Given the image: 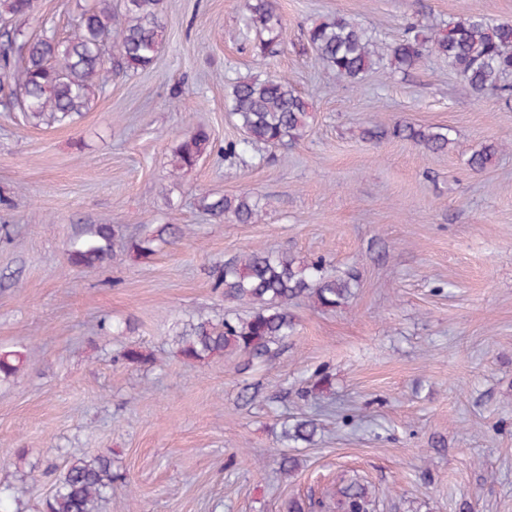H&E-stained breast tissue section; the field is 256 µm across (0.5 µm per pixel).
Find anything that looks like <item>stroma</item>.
<instances>
[{"mask_svg": "<svg viewBox=\"0 0 512 512\" xmlns=\"http://www.w3.org/2000/svg\"><path fill=\"white\" fill-rule=\"evenodd\" d=\"M85 3L35 0L25 28L65 38ZM278 4L267 58L251 51L243 0H165L153 65L113 76L75 122L33 126L0 111V352L23 355L17 378L0 382L11 512H44L70 462L101 452L118 475L102 512H287L341 473L369 485L375 512H512V98L469 95L434 54L339 86L305 41L338 13L392 43L466 15L512 20V0ZM270 72L307 99L304 137L257 160L224 153L241 137L227 87ZM405 122L448 127L454 145L431 153L363 135ZM200 126L214 150L172 177L175 146ZM492 142L508 152L471 170ZM244 193L262 199L259 223L200 208L203 196ZM89 224L192 233L147 260L119 249L96 269L70 267ZM255 248L324 257L360 286L334 310L294 300L298 332L263 366L178 357L173 332L195 312L248 313L208 271ZM102 319L124 334L101 335ZM129 347L156 365L126 364ZM320 372L329 390L302 398ZM253 384L263 396L244 403ZM305 417L319 424L313 443L282 447V424ZM284 453L300 461L288 479Z\"/></svg>", "mask_w": 512, "mask_h": 512, "instance_id": "stroma-1", "label": "stroma"}]
</instances>
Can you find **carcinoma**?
Wrapping results in <instances>:
<instances>
[{
	"mask_svg": "<svg viewBox=\"0 0 512 512\" xmlns=\"http://www.w3.org/2000/svg\"><path fill=\"white\" fill-rule=\"evenodd\" d=\"M0 15V109L20 112L35 126L63 125L86 111L102 93L112 74L145 69L160 53L165 33L164 0H92L83 10L73 34L59 39L52 31L39 36L13 24L34 11V0H5ZM247 26L255 31L256 55L274 53L281 34L278 0H246ZM268 38H263V35ZM308 45L338 83L352 84L382 62L400 71L416 66L427 53L448 61L466 90L475 96L490 91L512 95V22L484 15L460 17L428 37H405L386 44L344 14L316 24L306 32ZM227 107L242 138L225 151L253 155L265 147L298 142L309 126V104L285 75L270 74L233 82ZM395 137L413 141L432 153H443L451 144L448 128L397 124ZM211 145L204 128L182 139L174 149L175 168L195 167ZM499 152L487 144L469 158L472 169L486 167ZM203 206L218 220L238 224L261 220V199L252 195L203 198ZM118 230L111 224H92L76 239L69 263L96 269L113 254ZM186 230L176 224H158L147 233L130 237L125 250L147 259L161 245H173ZM213 286L224 297L251 306L245 316L224 315L219 320L199 312L175 332L177 354L193 362L240 354L248 364L264 363L277 348L297 332L291 311L293 300L304 297L324 309L344 306L358 287L353 273L336 274L321 258H301L261 249L243 251L211 271ZM132 366L153 363L143 351L130 347L123 353ZM20 354L0 353V380L15 376L22 366ZM314 419H301L282 427L280 441L286 445L310 443L317 434ZM117 475L112 456L100 453L73 460L59 476L46 512H102L112 496ZM321 512H373L369 487L357 479L336 480V490L318 502Z\"/></svg>",
	"mask_w": 512,
	"mask_h": 512,
	"instance_id": "cac0c4a2",
	"label": "carcinoma"
}]
</instances>
